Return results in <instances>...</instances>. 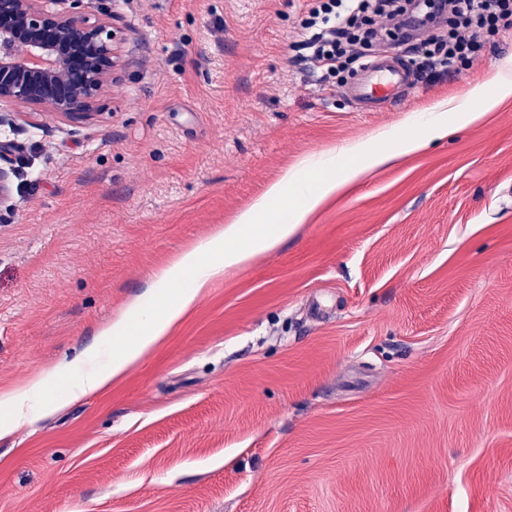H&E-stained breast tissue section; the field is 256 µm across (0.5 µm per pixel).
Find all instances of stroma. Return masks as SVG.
I'll return each instance as SVG.
<instances>
[{
	"instance_id": "1",
	"label": "stroma",
	"mask_w": 512,
	"mask_h": 512,
	"mask_svg": "<svg viewBox=\"0 0 512 512\" xmlns=\"http://www.w3.org/2000/svg\"><path fill=\"white\" fill-rule=\"evenodd\" d=\"M305 0H116L99 119L0 130V389L99 348L286 167L512 63V26L359 111L291 44ZM0 512H512V99L367 172L205 289L101 394L0 438Z\"/></svg>"
}]
</instances>
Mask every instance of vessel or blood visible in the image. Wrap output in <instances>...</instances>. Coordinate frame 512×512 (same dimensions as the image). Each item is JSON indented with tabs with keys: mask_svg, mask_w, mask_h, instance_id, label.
<instances>
[{
	"mask_svg": "<svg viewBox=\"0 0 512 512\" xmlns=\"http://www.w3.org/2000/svg\"><path fill=\"white\" fill-rule=\"evenodd\" d=\"M412 87V72L407 60L393 51L368 61L344 93L363 111L374 112L382 102L401 104L404 92Z\"/></svg>",
	"mask_w": 512,
	"mask_h": 512,
	"instance_id": "1",
	"label": "vessel or blood"
}]
</instances>
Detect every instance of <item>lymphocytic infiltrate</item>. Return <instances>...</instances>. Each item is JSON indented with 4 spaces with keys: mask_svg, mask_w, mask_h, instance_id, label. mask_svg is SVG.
Listing matches in <instances>:
<instances>
[{
    "mask_svg": "<svg viewBox=\"0 0 512 512\" xmlns=\"http://www.w3.org/2000/svg\"><path fill=\"white\" fill-rule=\"evenodd\" d=\"M408 16L420 29L416 67L435 76L476 53L484 32L512 16V0H310L294 46L327 78L363 65L365 44L395 38Z\"/></svg>",
    "mask_w": 512,
    "mask_h": 512,
    "instance_id": "lymphocytic-infiltrate-1",
    "label": "lymphocytic infiltrate"
}]
</instances>
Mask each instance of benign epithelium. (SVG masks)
Instances as JSON below:
<instances>
[{"instance_id": "7a95c632", "label": "benign epithelium", "mask_w": 512, "mask_h": 512, "mask_svg": "<svg viewBox=\"0 0 512 512\" xmlns=\"http://www.w3.org/2000/svg\"><path fill=\"white\" fill-rule=\"evenodd\" d=\"M0 0V125L24 112L80 126L102 111L125 67L112 0Z\"/></svg>"}]
</instances>
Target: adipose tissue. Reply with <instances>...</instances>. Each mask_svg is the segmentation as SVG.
<instances>
[{
    "instance_id": "adipose-tissue-1",
    "label": "adipose tissue",
    "mask_w": 512,
    "mask_h": 512,
    "mask_svg": "<svg viewBox=\"0 0 512 512\" xmlns=\"http://www.w3.org/2000/svg\"><path fill=\"white\" fill-rule=\"evenodd\" d=\"M511 98L512 81L498 75L449 99L447 107L430 109L418 132L406 135L390 129L380 134L378 144L358 142L344 156L329 152L285 171L228 224L215 228L162 269L150 290L151 305L131 303L101 330L105 364L84 369L79 362L65 361L52 374L39 373L23 385L0 390V438L31 426L39 415L109 388L168 337L214 280L294 235L309 214L369 170L420 151L427 141L447 136L449 127L487 119ZM55 376L68 380L57 393L49 388Z\"/></svg>"
}]
</instances>
